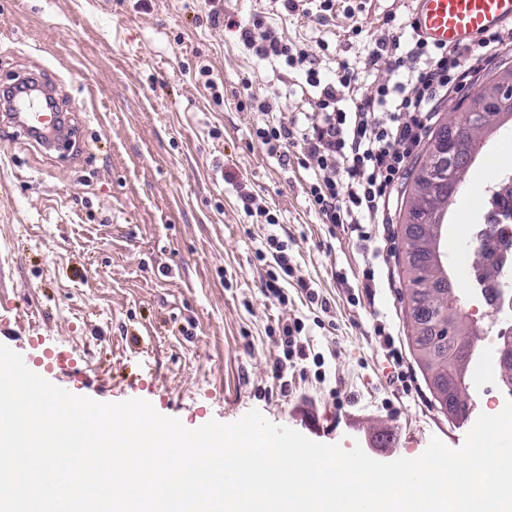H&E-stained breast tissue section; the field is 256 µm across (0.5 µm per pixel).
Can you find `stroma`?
I'll return each instance as SVG.
<instances>
[{
  "label": "stroma",
  "instance_id": "stroma-1",
  "mask_svg": "<svg viewBox=\"0 0 512 512\" xmlns=\"http://www.w3.org/2000/svg\"><path fill=\"white\" fill-rule=\"evenodd\" d=\"M99 2L0 0V85L47 78L75 130L47 151L0 125V345L74 395L143 399L187 427L256 409L382 462L418 457L434 437L460 448L480 413L512 398L499 336L512 313L486 304L449 256L487 360L465 407L448 413L403 298L402 190L388 223L361 232L323 223L305 155L256 136L269 123L307 128L320 91L304 67L255 54L227 27L264 21L316 61L322 82L349 65L369 95L396 77L393 45L412 34L415 0H336L331 12L319 0L294 12L280 0H223L219 26L206 0H112L108 11ZM380 42L389 60L374 68L368 54ZM508 132L511 123L488 136L448 205L446 239L466 243L469 256L488 214L463 220L461 202L489 200L486 170H512ZM248 199L276 224L249 216ZM271 236L288 253L284 303L265 291L278 269ZM296 321L305 355L278 380L283 327Z\"/></svg>",
  "mask_w": 512,
  "mask_h": 512
}]
</instances>
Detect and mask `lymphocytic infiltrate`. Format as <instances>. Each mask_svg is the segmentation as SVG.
<instances>
[{
	"mask_svg": "<svg viewBox=\"0 0 512 512\" xmlns=\"http://www.w3.org/2000/svg\"><path fill=\"white\" fill-rule=\"evenodd\" d=\"M243 45L260 55L285 57L288 65H305L304 54H293L276 31L256 21L241 27ZM512 46V29L500 30L476 42L448 47L414 35L403 53L409 62L408 82L361 95L355 111L339 108L341 90L358 92V75L344 68L337 83H322L317 69L307 70V82L320 96L310 132L269 125L257 129L263 144L301 148L313 165L310 201L326 224L361 227L383 213L408 155L427 131L438 101L461 86L467 64H480L494 51Z\"/></svg>",
	"mask_w": 512,
	"mask_h": 512,
	"instance_id": "lymphocytic-infiltrate-1",
	"label": "lymphocytic infiltrate"
}]
</instances>
